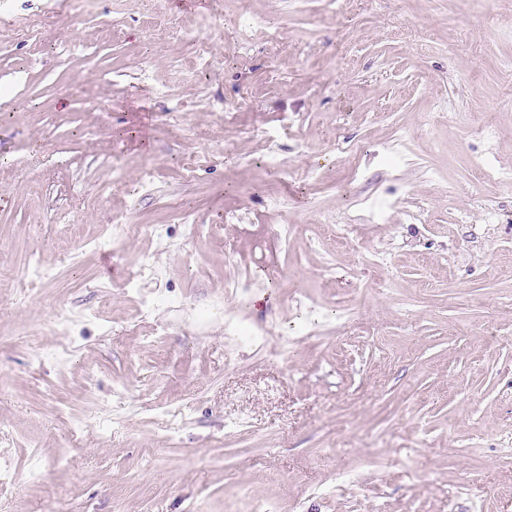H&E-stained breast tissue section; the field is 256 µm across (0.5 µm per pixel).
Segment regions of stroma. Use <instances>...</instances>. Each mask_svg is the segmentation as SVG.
<instances>
[{
    "label": "stroma",
    "instance_id": "1",
    "mask_svg": "<svg viewBox=\"0 0 512 512\" xmlns=\"http://www.w3.org/2000/svg\"><path fill=\"white\" fill-rule=\"evenodd\" d=\"M510 70L512 0H0L6 512H512Z\"/></svg>",
    "mask_w": 512,
    "mask_h": 512
}]
</instances>
